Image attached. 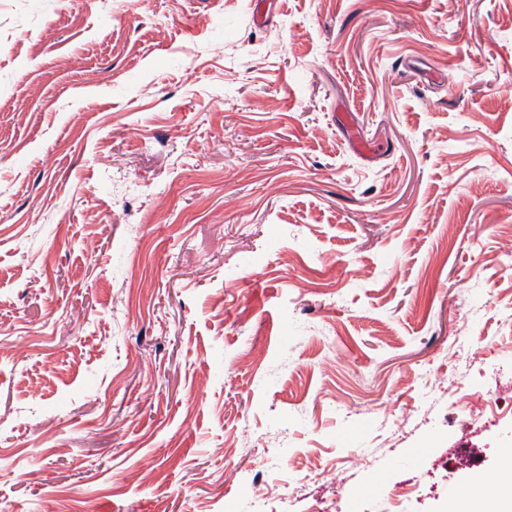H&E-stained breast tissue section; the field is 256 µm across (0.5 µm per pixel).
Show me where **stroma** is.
<instances>
[{
	"mask_svg": "<svg viewBox=\"0 0 512 512\" xmlns=\"http://www.w3.org/2000/svg\"><path fill=\"white\" fill-rule=\"evenodd\" d=\"M262 10L0 0L10 512H253L265 486L274 512H447L496 486L512 0Z\"/></svg>",
	"mask_w": 512,
	"mask_h": 512,
	"instance_id": "stroma-1",
	"label": "stroma"
}]
</instances>
